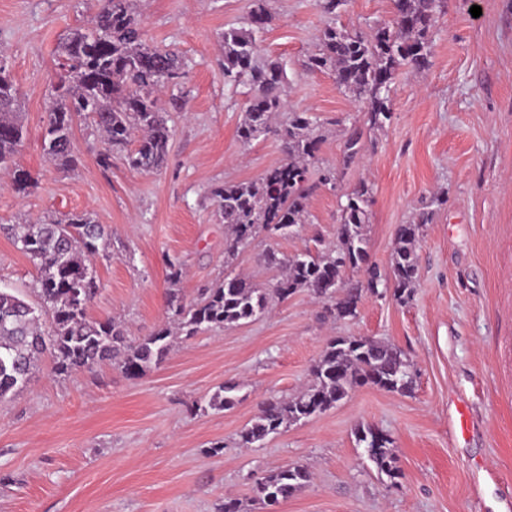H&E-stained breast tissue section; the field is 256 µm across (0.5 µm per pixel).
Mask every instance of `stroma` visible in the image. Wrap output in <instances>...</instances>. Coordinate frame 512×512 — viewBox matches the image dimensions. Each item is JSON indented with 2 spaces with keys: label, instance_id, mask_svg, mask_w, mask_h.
Here are the masks:
<instances>
[{
  "label": "stroma",
  "instance_id": "1",
  "mask_svg": "<svg viewBox=\"0 0 512 512\" xmlns=\"http://www.w3.org/2000/svg\"><path fill=\"white\" fill-rule=\"evenodd\" d=\"M272 21L258 35L260 62L281 63L288 111L324 121L319 167L336 168L337 189L309 198L311 223L285 238H256L235 271L266 284L268 248L294 253L336 240L344 191L372 190L370 264L387 270L399 225L423 209L432 220L417 244L419 274L407 302L391 291L365 294L355 318L334 320L301 290L256 320L175 336L167 359L131 378L103 363L56 377L43 357L27 386L0 402V512H217L224 500L265 512L257 481L299 463L309 483L276 512H512V0H441L429 65L401 69L393 118L368 130L362 103L309 57L329 17L317 0H266ZM480 17H472V6ZM250 0H134L147 43L186 64L158 105L173 135L163 168L138 172L78 125L77 167L48 159L41 131L63 39L95 13V0H0V56L20 96L27 139L17 161L37 185L15 193L0 173V286L36 301V270L3 231L22 219L88 211L112 231L110 255L94 268L100 290L88 315L122 321L130 338L164 321L170 264L185 298L224 277V224L213 187L251 180L285 155L277 134L243 144L238 127L247 87L224 82L225 30L242 27ZM392 0H347L339 21L369 37L392 19ZM363 148L344 159L353 127ZM445 202L431 207L433 195ZM370 336L402 353L408 393L352 391L322 414L256 448L236 445L262 402L293 397L311 382L327 341ZM228 381L242 401L218 411L207 402ZM466 415V434L453 432ZM392 441L402 476L378 474L357 428ZM224 449L215 454L214 442Z\"/></svg>",
  "mask_w": 512,
  "mask_h": 512
}]
</instances>
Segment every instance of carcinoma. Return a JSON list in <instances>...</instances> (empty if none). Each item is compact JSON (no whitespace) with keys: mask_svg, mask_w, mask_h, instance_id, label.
<instances>
[{"mask_svg":"<svg viewBox=\"0 0 512 512\" xmlns=\"http://www.w3.org/2000/svg\"><path fill=\"white\" fill-rule=\"evenodd\" d=\"M132 0H98L91 20L67 35L61 45L59 86L47 110L42 142L56 165L73 168V130L87 116L107 148L99 154L103 167L112 164V149L127 150V163L137 171L159 169L166 161L172 129L158 108L154 92L178 79L183 63L178 55L146 43L131 7ZM440 0H393L390 24L366 38L334 23L322 31L311 68L333 75L339 89L366 104L367 122L382 128L392 119L390 86L398 71L421 70L429 62L430 30ZM272 20L263 0H252L244 26L224 32V82L247 86L246 105L238 136L242 143L275 132L286 158L257 178L226 182L211 189L224 218V265L230 267L240 250L262 233L285 238L294 227L309 221V169L323 140V126L308 112H288L282 89L285 68L259 63L256 34ZM17 87L9 70H0V168L12 172L13 188L25 195L34 185L31 174L14 161L25 138L15 112ZM362 132L355 130L344 146L345 161L360 153ZM336 244L317 254L306 249L285 254L266 252L268 264L280 276L260 288L231 272L224 280L201 290L186 302L177 288L169 291L167 314L171 323L144 338L129 341L112 317L91 319L88 306L98 292L91 257L105 248L107 232L89 212L48 216L9 227L16 247L37 271L40 305L34 306L8 289L0 288V401L19 392L48 351L58 375L89 369L111 361L136 378L162 363L170 353L172 329L186 336L230 328L264 314L272 301L286 300L306 290L330 302L331 316L353 318L365 292L378 287L393 290L399 301L410 299L418 273L416 243L430 212H421L409 224L399 225L396 248L387 273L368 263L365 227L370 223L371 188L361 183L344 193ZM51 316L43 327V315ZM312 381L299 395L264 402L251 424L239 434V445L252 448L281 428L325 412L357 386L372 385L408 393L413 387L409 365L397 349L362 336L329 340L311 369ZM241 386L220 385L209 407L227 410L238 401ZM379 474L390 481L400 470L391 441L383 432L362 427L356 432ZM310 481L309 470L291 464L257 483L258 500L274 505L291 497Z\"/></svg>","mask_w":512,"mask_h":512,"instance_id":"cac0c4a2","label":"carcinoma"}]
</instances>
